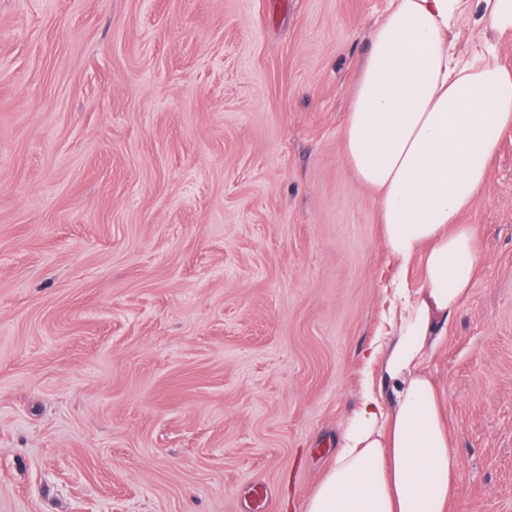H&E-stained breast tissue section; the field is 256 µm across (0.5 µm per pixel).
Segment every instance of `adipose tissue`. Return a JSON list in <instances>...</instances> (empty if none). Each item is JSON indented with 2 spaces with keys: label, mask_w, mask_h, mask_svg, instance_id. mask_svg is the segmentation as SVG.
Returning <instances> with one entry per match:
<instances>
[{
  "label": "adipose tissue",
  "mask_w": 512,
  "mask_h": 512,
  "mask_svg": "<svg viewBox=\"0 0 512 512\" xmlns=\"http://www.w3.org/2000/svg\"><path fill=\"white\" fill-rule=\"evenodd\" d=\"M479 38L463 52L462 41ZM512 0H389L371 29L341 143L375 191L395 268L363 354L359 403L305 512H448L459 458L426 362L440 328L468 299L481 264L476 231L459 221L512 126ZM422 266L420 287L405 277Z\"/></svg>",
  "instance_id": "obj_1"
}]
</instances>
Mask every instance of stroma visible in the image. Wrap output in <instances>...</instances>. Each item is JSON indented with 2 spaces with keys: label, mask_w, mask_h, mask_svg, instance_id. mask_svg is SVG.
<instances>
[{
  "label": "stroma",
  "mask_w": 512,
  "mask_h": 512,
  "mask_svg": "<svg viewBox=\"0 0 512 512\" xmlns=\"http://www.w3.org/2000/svg\"><path fill=\"white\" fill-rule=\"evenodd\" d=\"M387 0H0V512H304L392 259L341 151ZM428 370L512 512V128Z\"/></svg>",
  "instance_id": "1"
}]
</instances>
